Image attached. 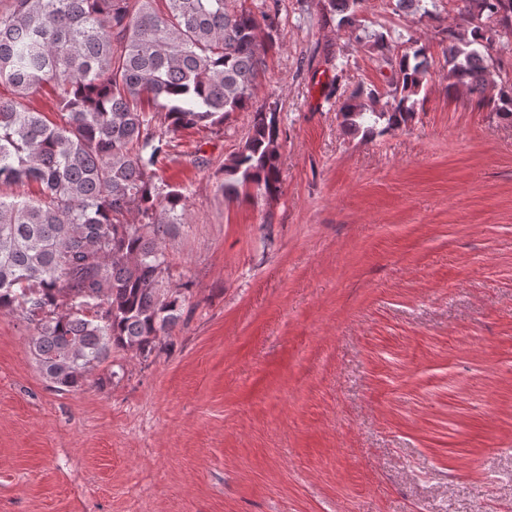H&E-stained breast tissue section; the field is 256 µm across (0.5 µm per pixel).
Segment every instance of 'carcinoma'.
I'll return each instance as SVG.
<instances>
[{
  "instance_id": "1",
  "label": "carcinoma",
  "mask_w": 512,
  "mask_h": 512,
  "mask_svg": "<svg viewBox=\"0 0 512 512\" xmlns=\"http://www.w3.org/2000/svg\"><path fill=\"white\" fill-rule=\"evenodd\" d=\"M362 0H323L390 70L387 89L358 85L337 99L344 130H399L423 106L434 60L413 35L368 39ZM512 0H458L447 30L448 94L465 92L512 124V22L486 20ZM419 17L436 0H395ZM274 18L244 0H0V310L31 327L29 348L56 388L78 390L114 351L149 356L185 323L186 289L164 288L166 242L185 223L189 194L159 171L187 127H220L249 112L241 149L224 161L227 197L280 193L277 108L254 106ZM324 54L336 76L349 55ZM55 120L30 107L45 86ZM496 87L495 95L487 94ZM33 182L39 196L12 187Z\"/></svg>"
}]
</instances>
